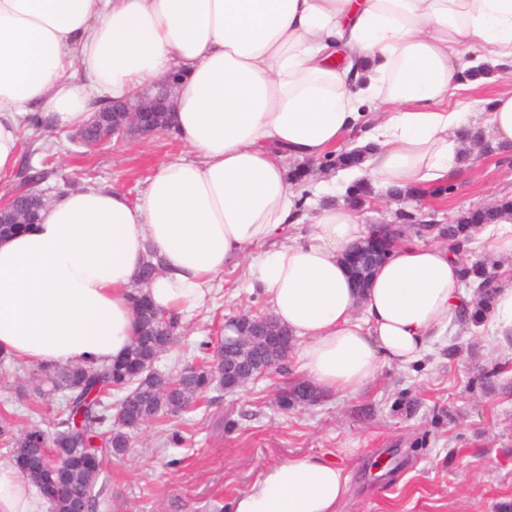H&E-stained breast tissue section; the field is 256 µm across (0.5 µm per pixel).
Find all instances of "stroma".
Masks as SVG:
<instances>
[{
    "mask_svg": "<svg viewBox=\"0 0 512 512\" xmlns=\"http://www.w3.org/2000/svg\"><path fill=\"white\" fill-rule=\"evenodd\" d=\"M510 82V74L480 78L474 92L452 96L448 105L484 127L488 100ZM70 136L67 129L26 125L20 161L0 179V202L26 188L32 168L42 171L40 187L53 199L88 185L135 197L159 162L193 157L167 132L75 153ZM467 150L449 195L398 201L371 182L361 208L366 224L392 222L401 209L448 224L512 197V147ZM269 310L248 288L246 266L228 269L202 306L184 314L181 338L156 370L175 377L200 341L223 335L225 319ZM497 363L512 382V340L455 318L421 360L383 367L358 395L326 394L317 404L283 409L280 392L302 377L287 360L237 392L210 391L193 413L143 424L124 456L105 464L98 512H219L262 469L294 456L332 457L343 467L349 494L341 512H503L512 504V394L479 383ZM1 405L15 431L36 425L53 433L58 398L39 394L28 367L13 364L9 377H0Z\"/></svg>",
    "mask_w": 512,
    "mask_h": 512,
    "instance_id": "obj_1",
    "label": "stroma"
}]
</instances>
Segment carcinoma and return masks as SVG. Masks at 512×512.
I'll return each instance as SVG.
<instances>
[{"label":"carcinoma","instance_id":"cac0c4a2","mask_svg":"<svg viewBox=\"0 0 512 512\" xmlns=\"http://www.w3.org/2000/svg\"><path fill=\"white\" fill-rule=\"evenodd\" d=\"M398 217L402 223L386 224L383 229L392 249H397L402 242L406 226L419 238L431 234L443 238L453 247L472 240L473 234L486 224L512 220V199L500 200L488 209L468 212L454 223L435 229L430 224L414 223V215L410 212L401 211ZM465 281L473 288V300L462 320L479 327L494 302L495 275L484 263L477 261L466 268ZM180 327L181 316L177 314L145 311L139 314L136 337L121 360L92 367L40 366L32 371L31 377L35 381L49 383L53 391L61 393L53 444L62 446L67 493L50 503L52 512H74L76 502L84 512H97L101 492L96 486L102 474L101 455L83 451L85 437L102 438L109 454L119 459L129 448L130 431L160 414L188 413L209 391L224 388V379H213L215 365L224 359L223 347H213L209 341L200 344L202 357L183 367L175 381L166 386L142 371L155 359L165 340L174 336ZM114 395L117 400L113 402ZM114 404L121 407L119 422L112 414ZM41 435V430L36 427L16 434L8 419H0V443L8 448L10 459L27 462L24 477L36 487L44 478L47 463L39 448Z\"/></svg>","mask_w":512,"mask_h":512}]
</instances>
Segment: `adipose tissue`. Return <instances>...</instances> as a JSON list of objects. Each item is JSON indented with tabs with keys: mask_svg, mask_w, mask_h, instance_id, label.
I'll list each match as a JSON object with an SVG mask.
<instances>
[{
	"mask_svg": "<svg viewBox=\"0 0 512 512\" xmlns=\"http://www.w3.org/2000/svg\"><path fill=\"white\" fill-rule=\"evenodd\" d=\"M512 74V0H0V178L31 116L79 127L100 93L131 99L173 73V131L196 155L160 163L137 198L89 185L0 238V354L31 366H95L137 332L134 283L168 313L199 307L248 260L297 339L298 368L326 393L357 394L387 364L420 359L465 304L469 246L404 242L370 288L342 253L369 227L357 209L308 208L287 158L343 138L354 173L420 192L457 172L460 59ZM342 467L296 456L266 467L230 512H338ZM0 512H36L0 461Z\"/></svg>",
	"mask_w": 512,
	"mask_h": 512,
	"instance_id": "ef3b65f1",
	"label": "adipose tissue"
}]
</instances>
